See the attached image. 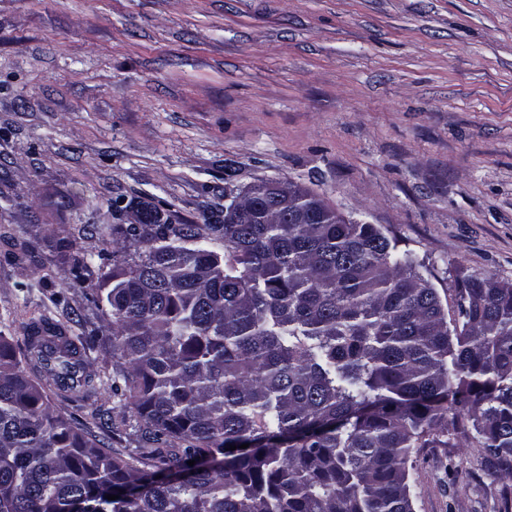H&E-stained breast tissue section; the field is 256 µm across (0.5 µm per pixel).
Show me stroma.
Returning a JSON list of instances; mask_svg holds the SVG:
<instances>
[{"instance_id": "stroma-1", "label": "stroma", "mask_w": 512, "mask_h": 512, "mask_svg": "<svg viewBox=\"0 0 512 512\" xmlns=\"http://www.w3.org/2000/svg\"><path fill=\"white\" fill-rule=\"evenodd\" d=\"M260 178L381 228L447 310L457 274L512 282V0H0L14 344L34 310L108 325L112 239L83 226L113 224L114 199L197 223ZM408 469L415 512H498L505 480L473 437Z\"/></svg>"}]
</instances>
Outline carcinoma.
I'll use <instances>...</instances> for the list:
<instances>
[{
    "label": "carcinoma",
    "mask_w": 512,
    "mask_h": 512,
    "mask_svg": "<svg viewBox=\"0 0 512 512\" xmlns=\"http://www.w3.org/2000/svg\"><path fill=\"white\" fill-rule=\"evenodd\" d=\"M281 206L267 192L185 224L131 198L132 221L84 225L115 237L112 335L43 314L18 350L0 333V512H414V449L455 448L469 426L512 479V282L456 276L450 322L375 225L307 189L291 202L305 223L269 219ZM101 339L130 416L100 410L87 436L23 363L85 402ZM122 426L136 446L110 453Z\"/></svg>",
    "instance_id": "carcinoma-1"
}]
</instances>
